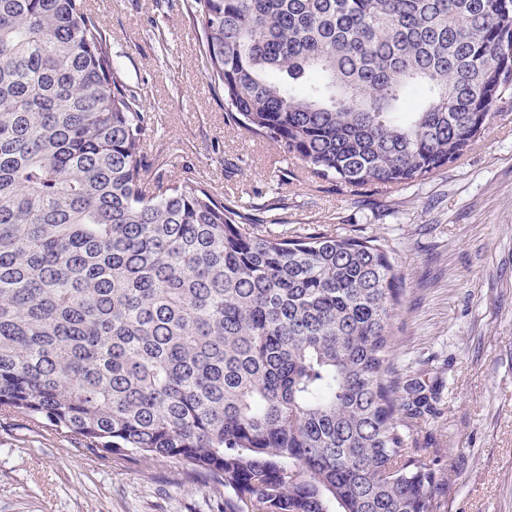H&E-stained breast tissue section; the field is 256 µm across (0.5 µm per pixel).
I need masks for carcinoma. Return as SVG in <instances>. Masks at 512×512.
Instances as JSON below:
<instances>
[{
	"instance_id": "1",
	"label": "carcinoma",
	"mask_w": 512,
	"mask_h": 512,
	"mask_svg": "<svg viewBox=\"0 0 512 512\" xmlns=\"http://www.w3.org/2000/svg\"><path fill=\"white\" fill-rule=\"evenodd\" d=\"M225 121L312 177L409 185L512 112V0H190ZM84 0H0V412L175 458L257 512H436L407 448L379 240L261 233L147 191L137 96Z\"/></svg>"
}]
</instances>
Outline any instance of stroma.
<instances>
[{
  "instance_id": "1",
  "label": "stroma",
  "mask_w": 512,
  "mask_h": 512,
  "mask_svg": "<svg viewBox=\"0 0 512 512\" xmlns=\"http://www.w3.org/2000/svg\"><path fill=\"white\" fill-rule=\"evenodd\" d=\"M119 83L153 124L150 183L191 178L275 233L375 237L403 295L392 325L400 379L435 390L409 448L436 461L437 512H512V112L427 181L351 188L307 177L279 147L224 122L187 0H87ZM0 512H224L223 487L175 459L85 450L0 415Z\"/></svg>"
}]
</instances>
